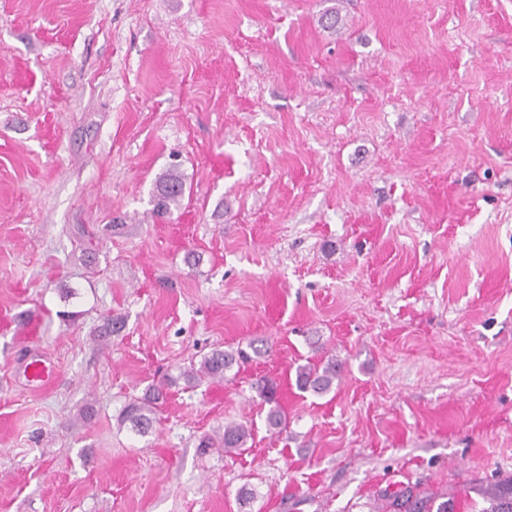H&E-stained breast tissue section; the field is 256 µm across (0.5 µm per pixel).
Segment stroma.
I'll use <instances>...</instances> for the list:
<instances>
[{"label":"stroma","mask_w":512,"mask_h":512,"mask_svg":"<svg viewBox=\"0 0 512 512\" xmlns=\"http://www.w3.org/2000/svg\"><path fill=\"white\" fill-rule=\"evenodd\" d=\"M169 376L151 433L121 423ZM231 423L245 450L200 448ZM509 475L512 0H0V512H380ZM185 194L184 175L176 165L170 166L155 180L153 187V214L157 217L171 214L178 208ZM251 355L243 348L236 350H214L201 360L199 367L183 371L177 379H183L187 386L193 387L201 382L224 381L227 373L237 367V372L242 364L251 360ZM342 370V364L336 362V359L328 360L322 367L314 364L298 366L296 386L302 391H311L317 395L327 394L331 391ZM257 390L263 401L270 406L266 415V424L269 431L273 434H282L287 430L288 423L278 402V384L274 380L265 379L258 383ZM384 512H456L457 501L453 498L438 502L440 495L421 490L418 487L405 486L386 492ZM438 502V503H437Z\"/></svg>","instance_id":"obj_1"}]
</instances>
